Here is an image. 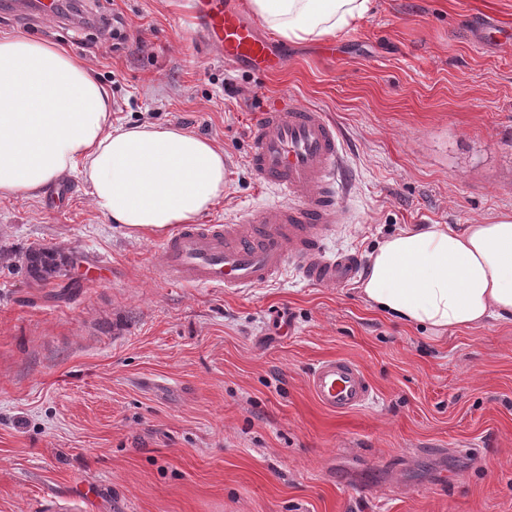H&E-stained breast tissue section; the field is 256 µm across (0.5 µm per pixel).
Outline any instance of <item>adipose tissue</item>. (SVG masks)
<instances>
[{
  "mask_svg": "<svg viewBox=\"0 0 512 512\" xmlns=\"http://www.w3.org/2000/svg\"><path fill=\"white\" fill-rule=\"evenodd\" d=\"M374 0H248L279 37L335 38ZM224 150L175 125H116L108 92L60 45L0 38V199L41 198L80 175L128 235L191 224L224 195ZM372 308L442 331L512 320V214L490 224L404 229L371 252Z\"/></svg>",
  "mask_w": 512,
  "mask_h": 512,
  "instance_id": "adipose-tissue-1",
  "label": "adipose tissue"
}]
</instances>
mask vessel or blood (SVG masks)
Wrapping results in <instances>:
<instances>
[{
  "mask_svg": "<svg viewBox=\"0 0 512 512\" xmlns=\"http://www.w3.org/2000/svg\"><path fill=\"white\" fill-rule=\"evenodd\" d=\"M198 27L225 67L270 72L282 60L231 0H193ZM249 167L257 185L284 202L249 211L238 224H185L164 238L160 267L185 288L241 290L275 281L292 267L311 284L336 287L356 279L358 256L330 253L326 231L347 221L340 203L345 162L335 123L321 108L288 95L267 104L248 133ZM309 389L326 410L347 413L367 404L373 387L344 358L317 364Z\"/></svg>",
  "mask_w": 512,
  "mask_h": 512,
  "instance_id": "obj_1",
  "label": "vessel or blood"
}]
</instances>
